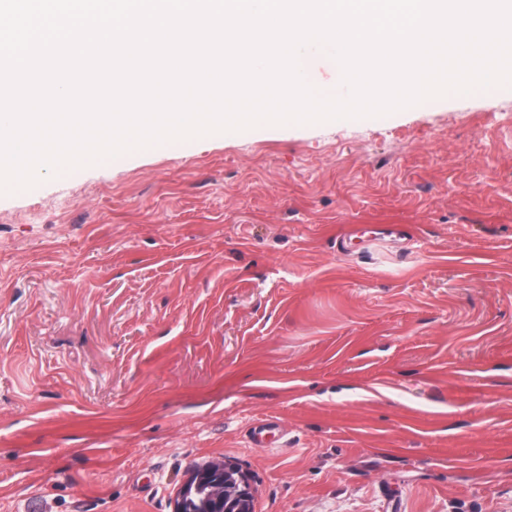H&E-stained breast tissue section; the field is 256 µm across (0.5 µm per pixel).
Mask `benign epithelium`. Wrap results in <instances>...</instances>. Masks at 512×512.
<instances>
[{
  "instance_id": "1",
  "label": "benign epithelium",
  "mask_w": 512,
  "mask_h": 512,
  "mask_svg": "<svg viewBox=\"0 0 512 512\" xmlns=\"http://www.w3.org/2000/svg\"><path fill=\"white\" fill-rule=\"evenodd\" d=\"M228 472L237 473L238 482L243 488L239 502L234 504V512H253V497L250 494L251 485L247 475L222 458L211 459L188 472L178 497L173 503V512H183L187 498L202 484L208 487V497L212 502V509L215 512H220L224 509V474Z\"/></svg>"
}]
</instances>
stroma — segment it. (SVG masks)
I'll use <instances>...</instances> for the list:
<instances>
[{
  "label": "stroma",
  "instance_id": "stroma-1",
  "mask_svg": "<svg viewBox=\"0 0 512 512\" xmlns=\"http://www.w3.org/2000/svg\"><path fill=\"white\" fill-rule=\"evenodd\" d=\"M40 177L0 194V512H171L218 456L254 512H512L511 87Z\"/></svg>",
  "mask_w": 512,
  "mask_h": 512
}]
</instances>
